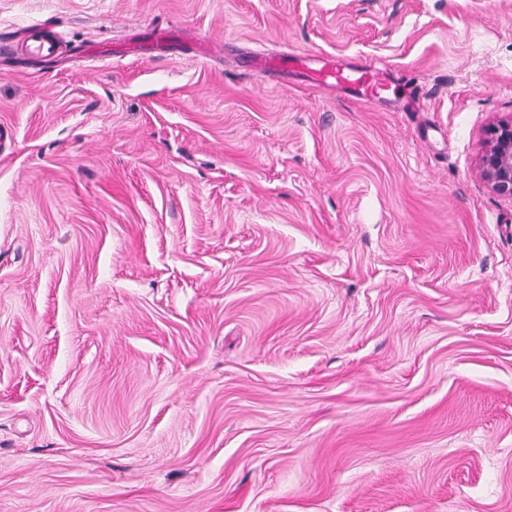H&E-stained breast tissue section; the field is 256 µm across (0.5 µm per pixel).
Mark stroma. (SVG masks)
I'll return each mask as SVG.
<instances>
[{
	"instance_id": "35a3bbf8",
	"label": "stroma",
	"mask_w": 512,
	"mask_h": 512,
	"mask_svg": "<svg viewBox=\"0 0 512 512\" xmlns=\"http://www.w3.org/2000/svg\"><path fill=\"white\" fill-rule=\"evenodd\" d=\"M43 22L0 55V512H512V0H0ZM149 26L206 53L113 52ZM24 37L32 42L33 51L40 58H53L60 49L58 38L44 23L29 27ZM299 56L288 54L278 57L256 58V68L260 70H278L284 68H303L316 85L335 86L365 101L382 100L389 87L386 71L373 63L361 68H349L330 54ZM478 169L490 191L512 199V116L486 126Z\"/></svg>"
}]
</instances>
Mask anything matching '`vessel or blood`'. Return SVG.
<instances>
[{
	"mask_svg": "<svg viewBox=\"0 0 512 512\" xmlns=\"http://www.w3.org/2000/svg\"><path fill=\"white\" fill-rule=\"evenodd\" d=\"M25 38L31 41L35 55L44 59L55 57L60 49L56 35L43 23L29 27ZM255 65L261 70L301 68L308 72L313 83L342 89L366 101L382 100L389 87L388 74L380 67L369 63L360 68H349L330 54L309 58L294 54L260 57Z\"/></svg>",
	"mask_w": 512,
	"mask_h": 512,
	"instance_id": "1",
	"label": "vessel or blood"
}]
</instances>
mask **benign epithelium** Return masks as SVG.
I'll use <instances>...</instances> for the list:
<instances>
[{
    "label": "benign epithelium",
    "instance_id": "1",
    "mask_svg": "<svg viewBox=\"0 0 512 512\" xmlns=\"http://www.w3.org/2000/svg\"><path fill=\"white\" fill-rule=\"evenodd\" d=\"M478 169L490 191L512 199V116L486 126Z\"/></svg>",
    "mask_w": 512,
    "mask_h": 512
}]
</instances>
